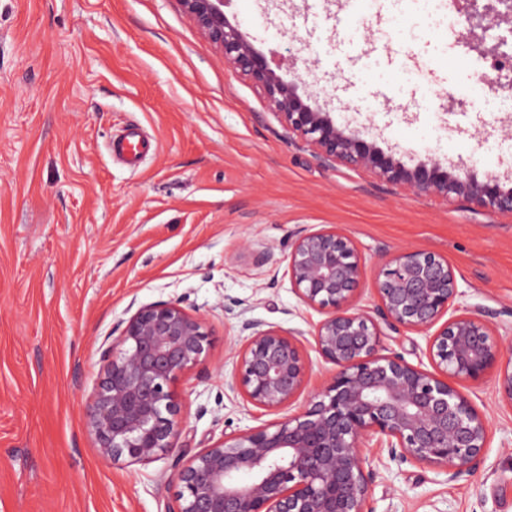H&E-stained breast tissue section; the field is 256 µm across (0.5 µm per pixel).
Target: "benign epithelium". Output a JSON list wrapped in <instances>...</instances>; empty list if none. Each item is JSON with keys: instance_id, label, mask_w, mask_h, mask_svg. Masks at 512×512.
Returning a JSON list of instances; mask_svg holds the SVG:
<instances>
[{"instance_id": "1", "label": "benign epithelium", "mask_w": 512, "mask_h": 512, "mask_svg": "<svg viewBox=\"0 0 512 512\" xmlns=\"http://www.w3.org/2000/svg\"><path fill=\"white\" fill-rule=\"evenodd\" d=\"M461 40L505 56L512 7L503 0H456ZM233 70L259 90L288 133L327 166L363 170L420 197L463 202L512 216V188L483 180L460 162L431 157L407 167L392 153L337 126L297 84L224 15V0H180ZM288 276L307 306L327 311L313 333L318 354L335 366L309 406L271 426L246 428L195 454L177 472L169 512H367L374 482L363 448L376 440L402 463L441 470L450 481L470 476L488 444V419L456 384L494 375L512 405V356L503 360L486 309H458L455 268L418 248L386 253L374 277L373 311L357 308L363 265L357 242L337 228L301 229L289 245ZM401 328L423 332L433 370L385 352L383 339ZM247 343L237 352L230 388L247 403L277 411L307 383L302 333L245 319ZM211 341L204 321L178 303L140 306L103 352L106 367L87 421L100 457L146 464L177 448L181 404L175 382L201 365Z\"/></svg>"}]
</instances>
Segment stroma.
Here are the masks:
<instances>
[{"label": "stroma", "instance_id": "stroma-1", "mask_svg": "<svg viewBox=\"0 0 512 512\" xmlns=\"http://www.w3.org/2000/svg\"><path fill=\"white\" fill-rule=\"evenodd\" d=\"M451 10L224 4L336 125L406 165L461 161L512 188V109L488 89L447 107L488 61L448 29ZM129 127L157 141L134 168L108 148ZM329 227L355 239L368 283L387 250L447 259L462 276L457 306L496 311L512 344V217L321 165L179 0H0V512H168L174 474L194 454L302 410L332 364L309 352L305 390L266 412L230 390L233 354L243 319L307 336L324 319L291 286L288 241ZM158 302L202 317L212 339L176 384L178 446L146 465L103 461L87 424L102 353ZM460 388L489 421L477 470L451 482L366 449L369 512H512V406L494 377Z\"/></svg>", "mask_w": 512, "mask_h": 512}]
</instances>
